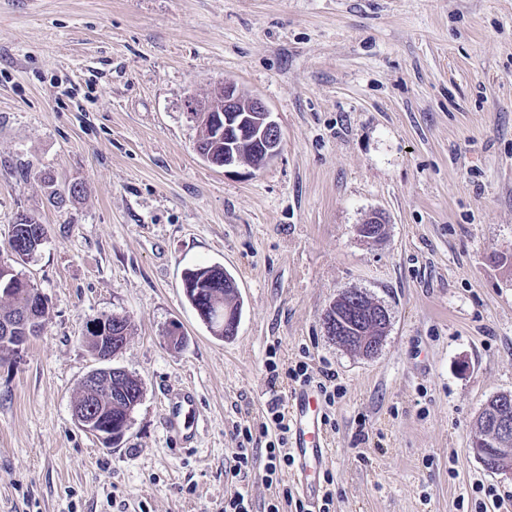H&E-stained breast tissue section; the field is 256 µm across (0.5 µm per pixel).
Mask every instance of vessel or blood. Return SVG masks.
<instances>
[{
    "label": "vessel or blood",
    "mask_w": 512,
    "mask_h": 512,
    "mask_svg": "<svg viewBox=\"0 0 512 512\" xmlns=\"http://www.w3.org/2000/svg\"><path fill=\"white\" fill-rule=\"evenodd\" d=\"M164 402L169 429L183 442H190L183 423L195 404L196 395L190 387L169 388ZM288 447L293 459L296 488L309 506H316L323 494L320 472L329 455L328 435L320 400L312 387L301 386L288 400Z\"/></svg>",
    "instance_id": "1"
}]
</instances>
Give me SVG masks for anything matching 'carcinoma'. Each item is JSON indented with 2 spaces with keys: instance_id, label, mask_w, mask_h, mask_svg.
I'll list each match as a JSON object with an SVG mask.
<instances>
[{
  "instance_id": "carcinoma-1",
  "label": "carcinoma",
  "mask_w": 512,
  "mask_h": 512,
  "mask_svg": "<svg viewBox=\"0 0 512 512\" xmlns=\"http://www.w3.org/2000/svg\"><path fill=\"white\" fill-rule=\"evenodd\" d=\"M223 143L212 139L209 131L199 129L197 150L204 156L208 152H219ZM46 227L32 215H21L12 225L8 247L12 262L0 261V363L8 361V355L15 354L14 347L27 344L33 338L43 335L47 329V310L38 312L39 322L30 324L24 321L28 305L40 300L41 292L13 267V264L26 262L38 252L46 239ZM235 279L220 265L200 266L188 269L183 276V289L186 298L195 308L214 311L211 300L220 295L223 304L230 309V318H238V289L231 287ZM336 315L335 326L338 335L349 345L358 343V333L348 329L352 324L363 322L366 307L348 297L333 309ZM96 326V331L86 330L85 339L92 354L100 352V336H118L127 342L131 330V319L127 315H107L87 322ZM143 397L140 379L123 372L103 375L99 387L93 392L80 391L74 402L81 408L90 403L101 414L102 424L120 426L131 415Z\"/></svg>"
}]
</instances>
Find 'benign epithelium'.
<instances>
[{"label":"benign epithelium","mask_w":512,"mask_h":512,"mask_svg":"<svg viewBox=\"0 0 512 512\" xmlns=\"http://www.w3.org/2000/svg\"><path fill=\"white\" fill-rule=\"evenodd\" d=\"M222 96V106L203 109L200 119L213 127L218 133H235L241 142H258L263 148L264 164L272 163L280 154L282 147V132L279 124L273 119L272 112L266 102L255 95L244 94L234 83L223 82L218 86ZM205 161L224 169L226 173L246 166L257 171L254 165L237 151V143L233 139L224 140V154H209ZM390 321L388 310L381 309L373 314L369 326L361 333L359 350L366 354H374L377 348V327L387 328ZM512 404V395L503 394L499 407L488 411L493 422L492 432L482 439L472 442V451L484 467H490L495 472H511L512 462L503 458L507 454L512 457V413L507 404ZM75 420L88 432L105 440L119 438L126 427L115 428L100 424L99 415L93 410H73Z\"/></svg>","instance_id":"1"}]
</instances>
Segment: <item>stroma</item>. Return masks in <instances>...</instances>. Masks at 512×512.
Here are the masks:
<instances>
[{"mask_svg": "<svg viewBox=\"0 0 512 512\" xmlns=\"http://www.w3.org/2000/svg\"><path fill=\"white\" fill-rule=\"evenodd\" d=\"M225 80L282 130L252 176L195 150L188 103ZM47 177L83 191L56 205ZM22 214L47 229L18 271L48 326L0 365V512H224L239 491L263 512L295 485L288 468L268 484L261 425L303 359L343 390L331 512H476L488 486L487 512H512V475L471 452L484 404L512 393V0H0L2 260ZM214 264L239 289L223 339L182 286ZM348 290L389 311L375 356L324 332ZM111 314L132 328L110 363L144 394L106 445L72 405L99 366L85 325ZM172 384L196 393L188 444ZM240 427L256 455L230 480ZM165 413L169 429L180 436L183 442H192L193 434L184 433L185 424L182 422L196 404V395L188 386L179 385L169 388L165 393Z\"/></svg>", "mask_w": 512, "mask_h": 512, "instance_id": "obj_1", "label": "stroma"}]
</instances>
